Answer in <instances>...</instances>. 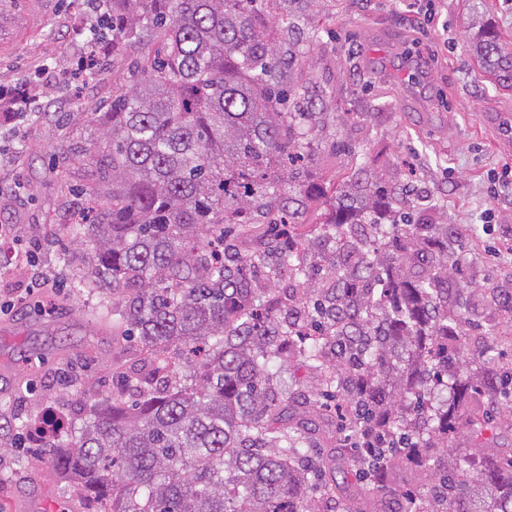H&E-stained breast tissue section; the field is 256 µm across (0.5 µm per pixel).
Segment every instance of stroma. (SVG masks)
<instances>
[{
	"mask_svg": "<svg viewBox=\"0 0 512 512\" xmlns=\"http://www.w3.org/2000/svg\"><path fill=\"white\" fill-rule=\"evenodd\" d=\"M33 30L0 52V86L32 79L40 110L25 120L18 151L0 165V224L22 245L39 243L31 269L0 276V512H76L19 430L37 413L80 420L112 394V294L80 288L90 249L67 230L91 222L111 190L83 149L99 138L95 107L124 82L127 64L108 57L86 82H69L87 50L75 28L74 0H44ZM302 32L291 83L306 86L326 129L310 156L316 189L306 213L315 220L357 163L376 159L387 186L407 191L415 217L453 225L448 249L479 285L467 318L502 323L501 363L512 365V328L496 298L512 293V88L496 86L471 52L470 38L494 25L512 49V0H306L278 9ZM55 66L60 81L34 73ZM492 448H512V400L491 396L483 408ZM305 416L345 450L363 473L349 428L317 405Z\"/></svg>",
	"mask_w": 512,
	"mask_h": 512,
	"instance_id": "obj_1",
	"label": "stroma"
}]
</instances>
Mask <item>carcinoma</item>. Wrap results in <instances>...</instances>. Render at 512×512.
<instances>
[{"label": "carcinoma", "instance_id": "carcinoma-1", "mask_svg": "<svg viewBox=\"0 0 512 512\" xmlns=\"http://www.w3.org/2000/svg\"><path fill=\"white\" fill-rule=\"evenodd\" d=\"M258 0H112L116 59L152 36L153 57L129 63L125 84L93 112L101 131L89 156L112 189L90 224L83 288L112 290L115 336L144 357L81 427L58 422L46 463L77 480L98 512H323L316 472L343 451L310 460L312 438L269 367L300 359L324 395L349 408L352 437L399 449L372 470L390 487L393 466L430 478L425 492L394 490L395 512H512V452L487 446L488 420L461 404L512 386L486 345L483 378L467 368L465 313L478 289L448 252L455 230L412 219L383 175L358 165L314 231L334 243L316 285L299 223L310 135L322 113L283 72L300 53L294 33L260 16ZM473 54L512 82V51L484 28ZM236 224H267L265 250L240 255ZM288 273L271 295L260 274ZM461 301L448 313V289ZM302 293L305 303L296 300ZM444 386L449 397L437 393ZM460 438L467 447H453ZM444 448L485 457L477 488Z\"/></svg>", "mask_w": 512, "mask_h": 512}]
</instances>
